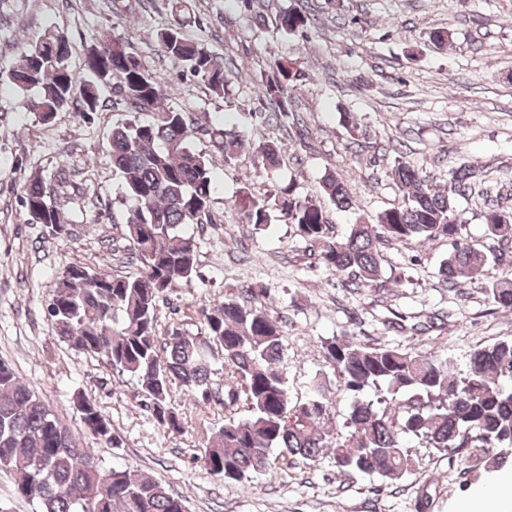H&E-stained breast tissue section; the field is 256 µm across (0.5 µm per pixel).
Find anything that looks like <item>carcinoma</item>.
Listing matches in <instances>:
<instances>
[{
	"label": "carcinoma",
	"instance_id": "1",
	"mask_svg": "<svg viewBox=\"0 0 512 512\" xmlns=\"http://www.w3.org/2000/svg\"><path fill=\"white\" fill-rule=\"evenodd\" d=\"M182 0L171 4V22L158 37L173 65L224 94V59L183 31ZM276 27L297 32L308 16L299 10L276 15ZM67 33L54 26L22 53L8 82L16 89L37 90L29 106L45 123L70 108L84 118L104 107L101 92L112 87L115 101L134 112H150L153 120L128 119L112 127V169L124 187V240L143 265L131 276L106 269L69 264L61 270L46 312L57 337L72 350L100 358L112 370L137 382L143 405L169 433L183 431L181 413L171 403L180 386L201 393L224 409V423L207 435V470L228 482L244 483L294 461H314L322 454L348 477L376 476L400 480L412 467L405 440L456 453L468 449L493 469L512 465V336L474 350L466 369L454 371L446 357L407 347L365 344L346 332L320 340V351L335 380L313 381L306 395L293 399L288 389L287 350L280 321L263 305L258 291L237 289L224 301L200 311L197 333L181 328L161 331L160 302L191 286L198 267L199 246L189 225L211 218L214 183L207 154L193 146L196 132L233 160L242 136L222 124L202 127L188 113L164 103V77L152 73L120 39H104L87 50L83 72L70 64ZM263 80V95L274 102L276 118L289 117L288 68L272 61ZM257 153L266 165H280L274 140H262ZM392 174L403 193L400 202L379 212L372 222L350 225L346 236L333 234L322 206L279 190V199L257 198L242 190V222L260 230L278 220L318 248L315 259L347 275L356 290L382 278V248L445 239L451 249L438 273L454 289L474 275L501 264L505 253L492 257L483 246L465 238L459 198L482 182L479 167L464 164L448 172V183L433 188L422 169L398 157ZM323 188L338 208H349L348 182L329 172ZM21 206L32 224L54 236L67 219L56 205L54 189L36 176L24 187ZM488 239L512 242V207L496 206L484 214ZM489 302L512 309V270L488 276ZM222 373V379L214 375ZM349 393L342 423L331 416L336 389ZM75 409L95 439L115 446L112 431L98 403L80 395ZM14 476L16 493L35 505V512H186L184 499L141 472L102 466L94 449L63 426L34 387L0 360V472Z\"/></svg>",
	"mask_w": 512,
	"mask_h": 512
}]
</instances>
